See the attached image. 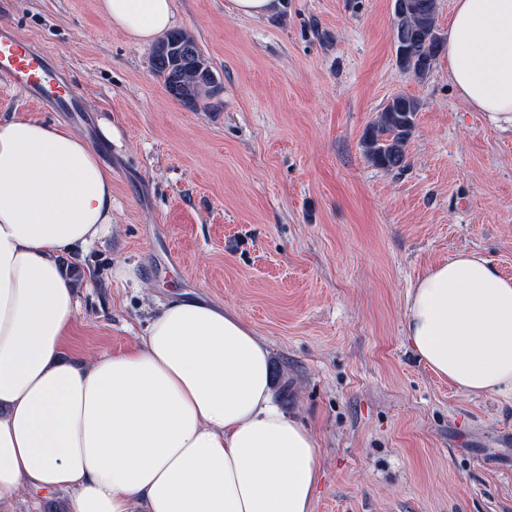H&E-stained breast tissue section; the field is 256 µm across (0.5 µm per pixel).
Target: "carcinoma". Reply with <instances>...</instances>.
<instances>
[{
    "mask_svg": "<svg viewBox=\"0 0 512 512\" xmlns=\"http://www.w3.org/2000/svg\"><path fill=\"white\" fill-rule=\"evenodd\" d=\"M437 15L438 0H394L393 35L406 47L397 61L420 79L443 53L445 37L439 33ZM151 67L167 94L189 107L206 99L201 88L214 79L195 38L183 30L168 32L155 45ZM420 108L417 98L403 94L391 97L381 108L362 140L364 155L373 165L387 171L406 167Z\"/></svg>",
    "mask_w": 512,
    "mask_h": 512,
    "instance_id": "carcinoma-1",
    "label": "carcinoma"
}]
</instances>
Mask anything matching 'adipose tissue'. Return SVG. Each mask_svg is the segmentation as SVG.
<instances>
[{
  "label": "adipose tissue",
  "mask_w": 512,
  "mask_h": 512,
  "mask_svg": "<svg viewBox=\"0 0 512 512\" xmlns=\"http://www.w3.org/2000/svg\"><path fill=\"white\" fill-rule=\"evenodd\" d=\"M150 42L173 0H97ZM448 78L512 132V0H454ZM112 230V172L85 137L0 114V507L27 489L66 512H312V434L276 403L270 351L237 311L177 297L125 350L70 361L77 290L60 262ZM404 333L469 394L512 389V279L464 251L411 288Z\"/></svg>",
  "instance_id": "obj_1"
}]
</instances>
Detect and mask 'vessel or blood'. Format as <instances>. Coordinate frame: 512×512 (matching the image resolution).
<instances>
[{
  "label": "vessel or blood",
  "mask_w": 512,
  "mask_h": 512,
  "mask_svg": "<svg viewBox=\"0 0 512 512\" xmlns=\"http://www.w3.org/2000/svg\"><path fill=\"white\" fill-rule=\"evenodd\" d=\"M0 74L29 99L57 112L75 111L77 86L50 56L16 31L0 29Z\"/></svg>",
  "instance_id": "vessel-or-blood-1"
}]
</instances>
